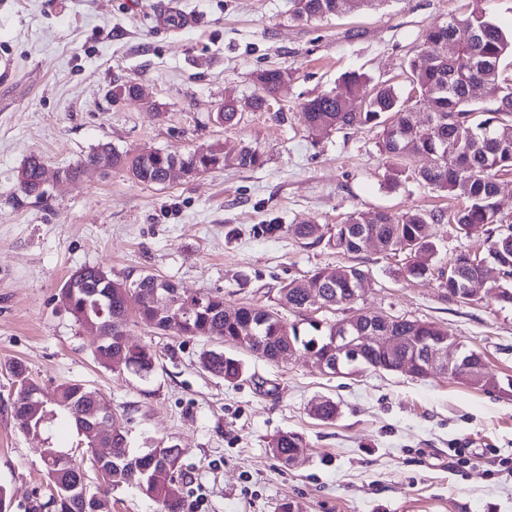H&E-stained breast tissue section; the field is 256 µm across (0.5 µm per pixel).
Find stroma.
<instances>
[{
    "mask_svg": "<svg viewBox=\"0 0 512 512\" xmlns=\"http://www.w3.org/2000/svg\"><path fill=\"white\" fill-rule=\"evenodd\" d=\"M464 0H367L356 13L293 20V0H0V489L8 512H43L49 497L41 450L77 447L56 419L25 435L12 412L22 362L46 395L77 380L105 395L132 448L173 445L183 474L180 512H512V307L488 290L449 299L437 277L415 278L405 254L375 246L349 254L325 236L350 216L453 208L446 193L414 179L387 183L392 161L371 125L309 131L301 105L335 90L344 74L410 90L407 65L427 30ZM194 24L184 25V16ZM279 67L292 79L270 110L249 103L254 72ZM138 83L143 98L113 102L115 84ZM238 104L219 122L224 102ZM109 143L134 156L187 153L216 144L256 150L263 164L232 163L156 185L121 167L85 170L50 183L42 197L18 188L26 157L49 169ZM266 224L280 225L274 235ZM120 280L151 273L190 293L220 292L228 306L279 310L287 322L333 323L357 313L428 321L482 354L500 383L490 390L440 374L416 379L365 368L330 374L306 352L273 363L237 350L245 374L229 383L208 373L206 338L158 334L130 323V345L151 346L146 377L100 365L60 296L81 266ZM337 265L368 276L349 305L282 307L291 280ZM336 402L334 420L310 413ZM302 435L301 461L269 451L282 432ZM473 452L460 463L455 451Z\"/></svg>",
    "mask_w": 512,
    "mask_h": 512,
    "instance_id": "stroma-1",
    "label": "stroma"
}]
</instances>
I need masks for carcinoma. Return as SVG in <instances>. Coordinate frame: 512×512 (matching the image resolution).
Here are the masks:
<instances>
[{
  "instance_id": "carcinoma-1",
  "label": "carcinoma",
  "mask_w": 512,
  "mask_h": 512,
  "mask_svg": "<svg viewBox=\"0 0 512 512\" xmlns=\"http://www.w3.org/2000/svg\"><path fill=\"white\" fill-rule=\"evenodd\" d=\"M483 0H469L468 9L452 15L446 22L429 29L426 47L408 62L411 91L428 106V117L419 123L414 117L411 98H403L390 84H381L367 95L365 75L352 72L343 76L342 87L318 95L302 105L309 130L320 134L332 129L354 125L383 127L380 150L390 158L405 161L413 155H426L430 165L414 173L417 181L434 190L446 192L462 200V205L449 217L442 213L410 210L400 216L385 211L359 214L336 228L327 244L354 254L363 250L359 235L372 234L383 252H403L410 257L407 271L423 277L433 270L434 246L425 226L444 218L453 224L456 233L470 238L486 235L487 254L491 255L505 274L512 276V221L505 218L496 202L497 175L512 171V81L503 75L502 63L512 58V36H507L482 7ZM364 0H296L300 19L343 16L361 8ZM461 23L474 33V39L458 45L450 58L430 57V47L450 40L455 25ZM291 74L286 69L269 68L254 73L258 94L251 101L256 110H264L270 99L288 84ZM110 167H128L132 178L146 184H163L170 164L178 161L187 177H195L228 161L243 168L261 165L260 155L243 148L230 156L214 146H200L186 154L158 151L144 158L132 159L110 148ZM93 151L74 166L58 173L66 180L75 179L81 169L97 162ZM46 164L35 155L25 159L18 173V188L24 194L39 197L44 191ZM477 254L461 251L456 254L457 276L441 283L448 298L465 300L484 287L483 268L475 262ZM83 276H74L62 285L68 298L69 312L84 328L96 329L108 337L106 345L95 348L96 359L104 366L109 358L135 374H150L155 369V356L147 347H131L123 343L131 319L157 330L172 331V321L181 318L179 333L204 337L224 345L241 348L268 361H274L280 350L292 353L303 350L317 357L329 354L330 337L336 335V324H329L318 336H302L296 325L285 324L279 314L257 305H241L234 315L224 314V296L212 293L186 294L172 281L154 274H145L127 283L96 266L82 267ZM365 271L354 265L321 269L310 277L293 280L280 289V302L289 309H307L308 294L322 295L326 304L337 306L356 300L358 283ZM173 293L176 306L166 315L158 313L155 294ZM253 333L242 338V329ZM383 329L389 336L449 337L448 330L432 322L391 318ZM202 367L214 376L232 383L242 378L244 368L239 359L220 349L203 352ZM373 367L394 372L399 360L378 351L373 361L362 359L340 361L339 372L349 374L358 368ZM10 373L20 384L13 403V412H25L31 422L21 424L28 435L38 436L62 415L77 430L84 444L82 454L69 453L53 445L43 449V459L59 464L45 467L52 487L49 505L54 512H85L84 500L92 502L93 512H112V489L131 486L154 500L160 512H179L182 489L167 478V472L179 471L176 446L130 452L127 432L116 423L110 433L102 435L87 424L98 393L80 382L59 385L54 393L56 411L33 408L25 403L24 394L40 389L29 378L19 361L8 364ZM312 415L322 421L336 417V403L321 398L311 407ZM301 447L295 433H279L271 438L269 448L283 463ZM94 469L99 483L96 491L89 487L88 470Z\"/></svg>"
}]
</instances>
